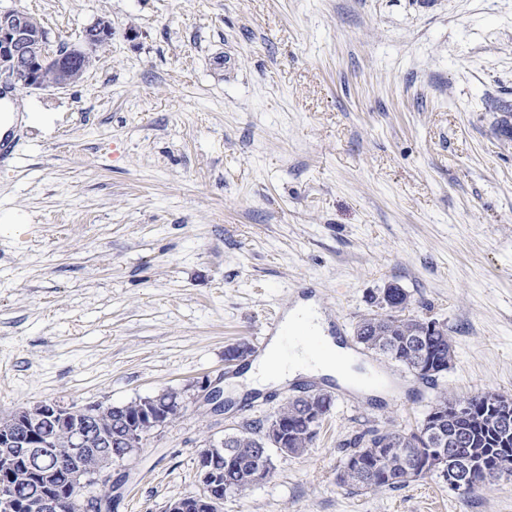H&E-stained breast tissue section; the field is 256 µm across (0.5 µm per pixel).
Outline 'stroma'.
I'll use <instances>...</instances> for the list:
<instances>
[{
    "instance_id": "obj_1",
    "label": "stroma",
    "mask_w": 512,
    "mask_h": 512,
    "mask_svg": "<svg viewBox=\"0 0 512 512\" xmlns=\"http://www.w3.org/2000/svg\"><path fill=\"white\" fill-rule=\"evenodd\" d=\"M19 8L53 44L101 17L112 41L78 85L0 84L19 113L0 417L177 391L180 416L111 469L113 512H166L200 492L210 444L319 390L333 406L310 448L223 512H512V480L338 481L363 431H410L443 393L512 397V0H0ZM390 283L445 325L448 371L422 380L355 344ZM301 298L359 384L226 389L245 368L226 348Z\"/></svg>"
}]
</instances>
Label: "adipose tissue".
I'll return each mask as SVG.
<instances>
[{
    "instance_id": "1",
    "label": "adipose tissue",
    "mask_w": 512,
    "mask_h": 512,
    "mask_svg": "<svg viewBox=\"0 0 512 512\" xmlns=\"http://www.w3.org/2000/svg\"><path fill=\"white\" fill-rule=\"evenodd\" d=\"M285 327L304 334L303 339L294 342L291 355L283 356L280 342H273L264 356L239 375L240 383L261 389L306 374L337 378L348 368L344 349L328 335L325 318L314 304L297 303L289 310ZM311 336L321 342L322 351L316 352L310 348L307 339Z\"/></svg>"
}]
</instances>
